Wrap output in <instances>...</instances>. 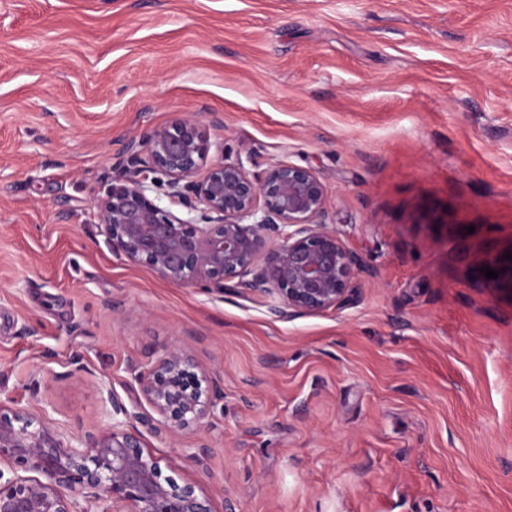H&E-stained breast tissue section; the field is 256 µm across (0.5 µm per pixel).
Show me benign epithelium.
<instances>
[{"instance_id":"1","label":"benign epithelium","mask_w":512,"mask_h":512,"mask_svg":"<svg viewBox=\"0 0 512 512\" xmlns=\"http://www.w3.org/2000/svg\"><path fill=\"white\" fill-rule=\"evenodd\" d=\"M207 125L181 116L127 150L135 175L93 198L112 252L151 268L162 280L206 289L244 274L251 287L289 308L316 313L345 305L352 281L366 272L323 222L327 189L310 168L277 162L262 173L209 162ZM167 179L175 216L149 192ZM144 403L128 410L112 390V425L70 442L47 412L0 404V512H86L78 498L103 499V512H216L200 487L161 480L160 460L143 433L175 438L202 427L224 398L219 377L179 345L155 351L138 376ZM123 419L118 420L116 416Z\"/></svg>"}]
</instances>
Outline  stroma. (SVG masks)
Instances as JSON below:
<instances>
[{
	"mask_svg": "<svg viewBox=\"0 0 512 512\" xmlns=\"http://www.w3.org/2000/svg\"><path fill=\"white\" fill-rule=\"evenodd\" d=\"M182 115L320 176L349 305L112 253L93 196ZM169 344L224 399L143 442L216 512H512V0H0V402L104 429Z\"/></svg>",
	"mask_w": 512,
	"mask_h": 512,
	"instance_id": "1",
	"label": "stroma"
}]
</instances>
